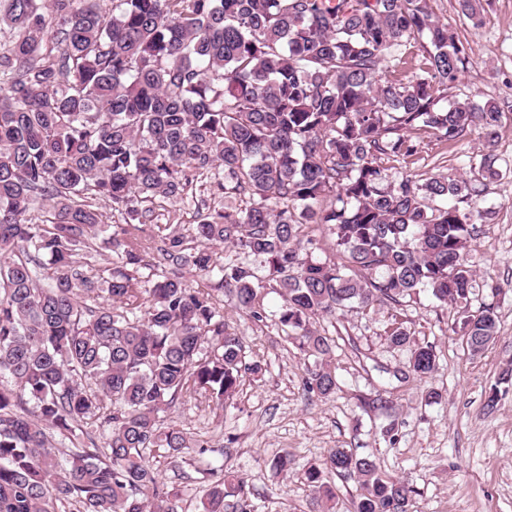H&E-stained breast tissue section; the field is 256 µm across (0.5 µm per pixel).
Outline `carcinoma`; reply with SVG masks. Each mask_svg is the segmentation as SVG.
Here are the masks:
<instances>
[{
	"mask_svg": "<svg viewBox=\"0 0 512 512\" xmlns=\"http://www.w3.org/2000/svg\"><path fill=\"white\" fill-rule=\"evenodd\" d=\"M458 5L482 20V0ZM1 25L0 512H178L150 455L207 445L160 413L187 394L222 401L261 371L185 267L257 322L259 293L277 289L323 399L332 345L312 324L338 310L427 290L462 305L472 355L496 338V306L469 304L476 188L391 166L418 154L416 131L476 133L478 174L501 175L512 100L448 99L470 54L431 0H4ZM216 168L218 190L250 205L173 228L140 276L154 209ZM91 197L125 215L120 231ZM305 224L328 226L338 261L303 253ZM225 243L237 257L221 265ZM410 369L431 376L433 347L414 345ZM324 466L357 479L354 512H411L415 490L374 457L333 448ZM306 478L316 501L334 498L321 469ZM201 507L254 512L229 474ZM495 152L502 159L504 167L512 169V115L506 113L496 139Z\"/></svg>",
	"mask_w": 512,
	"mask_h": 512,
	"instance_id": "1",
	"label": "carcinoma"
}]
</instances>
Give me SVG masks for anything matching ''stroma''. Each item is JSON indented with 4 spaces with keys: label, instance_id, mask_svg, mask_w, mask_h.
<instances>
[{
    "label": "stroma",
    "instance_id": "stroma-1",
    "mask_svg": "<svg viewBox=\"0 0 512 512\" xmlns=\"http://www.w3.org/2000/svg\"><path fill=\"white\" fill-rule=\"evenodd\" d=\"M431 4L471 49V64L453 97L477 92L485 100H512V0H483L484 19L478 23L461 15L457 0ZM479 147L474 136L448 144L424 135L408 168L425 178L463 173ZM480 203L495 212L479 225L468 254L475 273L471 305L495 303L499 323L497 338L479 356H470L451 331L457 308L430 294L371 312L348 308L315 324L335 341L328 363L338 389L321 399L304 388L313 358L278 320L253 322L222 299L225 322L262 371L248 376L223 405L186 396L166 416L215 447L218 463L243 478L256 512H310L306 471L334 448L375 456L383 472L408 482L415 490L414 512H512V389L493 412L483 409L490 387L512 367V177L487 183ZM243 206L203 175L156 222L186 228L198 212ZM396 321L417 343L433 346L438 368L428 378L411 372L407 349L390 344L387 332ZM431 392L436 398L430 402ZM390 426L396 429L392 440L385 434ZM284 452L291 464L280 473L270 461ZM153 463L162 480L179 489L181 512H198L202 491L213 479L198 455L189 450Z\"/></svg>",
    "mask_w": 512,
    "mask_h": 512
}]
</instances>
